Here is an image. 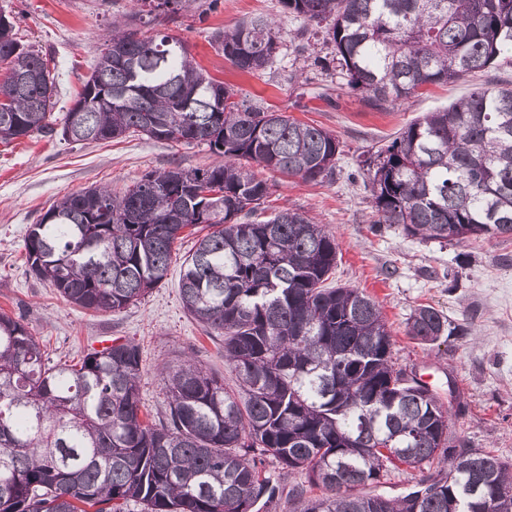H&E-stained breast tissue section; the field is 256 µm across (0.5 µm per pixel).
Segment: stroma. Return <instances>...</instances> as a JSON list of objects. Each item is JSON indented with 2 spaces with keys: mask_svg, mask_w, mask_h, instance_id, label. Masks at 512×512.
I'll return each instance as SVG.
<instances>
[{
  "mask_svg": "<svg viewBox=\"0 0 512 512\" xmlns=\"http://www.w3.org/2000/svg\"><path fill=\"white\" fill-rule=\"evenodd\" d=\"M134 0H0L25 46L55 59L59 92L52 124L61 127L104 47L112 20L126 21ZM256 15L276 20L282 46L274 64L248 75L225 60L218 32ZM148 34L183 41L205 74L302 122L333 131L341 152L334 180L306 183L256 169L270 179L269 210L299 211L332 231L339 244L331 283L360 289L381 308L397 366L413 370L447 399L456 389L467 403L454 427L467 444L512 463V239H469L441 245L377 224L365 188L364 160L425 113L447 108L472 88H512V61L447 85L433 86L381 111L361 96L337 90L319 62L331 56L323 27L285 13L279 0H188L175 16H143ZM216 161L203 143L154 141L131 135L112 142L68 143L41 134L0 144V312L23 315L52 362H74L120 337L138 343L144 365L145 410L161 418L167 399L158 367L192 357L207 373L234 387L220 340L183 309L180 268L195 239L176 242L167 279L140 303L119 313L86 311L63 300L26 271L24 241L52 204L91 186L121 194L150 171L173 165L207 168ZM430 305L468 336L423 344L407 334L413 311Z\"/></svg>",
  "mask_w": 512,
  "mask_h": 512,
  "instance_id": "obj_1",
  "label": "stroma"
}]
</instances>
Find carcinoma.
I'll return each instance as SVG.
<instances>
[{
	"instance_id": "carcinoma-1",
	"label": "carcinoma",
	"mask_w": 512,
	"mask_h": 512,
	"mask_svg": "<svg viewBox=\"0 0 512 512\" xmlns=\"http://www.w3.org/2000/svg\"><path fill=\"white\" fill-rule=\"evenodd\" d=\"M327 23L334 71L386 110L429 86L487 70L512 52V0H280ZM176 15L186 0H136ZM242 72L270 67L274 22L218 35ZM0 142L52 135L51 59L22 45L0 13ZM137 133L203 143L205 169L146 173L120 197L88 187L50 207L25 238L29 273L85 310L117 313L167 277L172 246L198 234L183 263V308L224 337L237 388L191 357L165 365L164 417L141 415L142 350L133 340L51 363L17 316L0 313V512H255L295 473L289 512H512V466L465 448L443 403L413 371L395 368L376 302L329 287L336 237L298 211L254 219L272 184L238 164L322 183L340 141L320 126L237 99L206 77L181 41L112 23L106 48L66 113L61 137L100 142ZM367 188L378 224L448 243L512 238V88L476 87L428 112L374 153ZM408 335L465 336L431 306ZM278 467V475L267 470ZM418 471L409 492L365 488L390 470ZM327 491L314 496L311 489Z\"/></svg>"
}]
</instances>
